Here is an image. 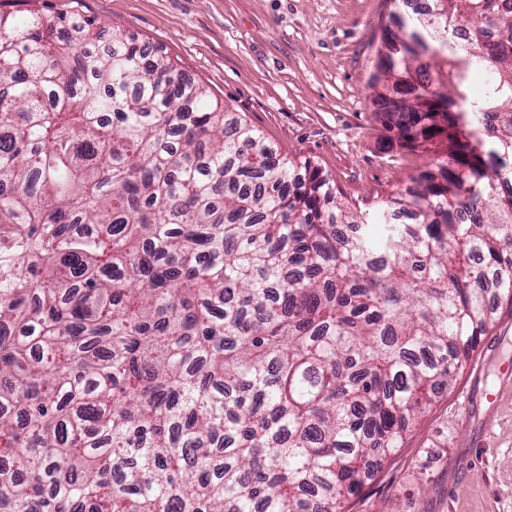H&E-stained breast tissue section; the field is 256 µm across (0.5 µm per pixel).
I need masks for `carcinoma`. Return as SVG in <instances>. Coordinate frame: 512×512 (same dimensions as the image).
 I'll list each match as a JSON object with an SVG mask.
<instances>
[{"label": "carcinoma", "instance_id": "1", "mask_svg": "<svg viewBox=\"0 0 512 512\" xmlns=\"http://www.w3.org/2000/svg\"><path fill=\"white\" fill-rule=\"evenodd\" d=\"M410 2L372 78L431 161L365 214L83 0L0 11V512H343L464 372L512 303V9Z\"/></svg>", "mask_w": 512, "mask_h": 512}]
</instances>
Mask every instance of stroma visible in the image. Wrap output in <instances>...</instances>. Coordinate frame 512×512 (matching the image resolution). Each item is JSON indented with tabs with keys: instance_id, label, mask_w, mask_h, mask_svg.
Listing matches in <instances>:
<instances>
[{
	"instance_id": "obj_1",
	"label": "stroma",
	"mask_w": 512,
	"mask_h": 512,
	"mask_svg": "<svg viewBox=\"0 0 512 512\" xmlns=\"http://www.w3.org/2000/svg\"><path fill=\"white\" fill-rule=\"evenodd\" d=\"M391 0H85L244 115L278 154L310 160L358 211L425 158L382 128L370 81ZM512 302L454 385L345 512H512Z\"/></svg>"
}]
</instances>
